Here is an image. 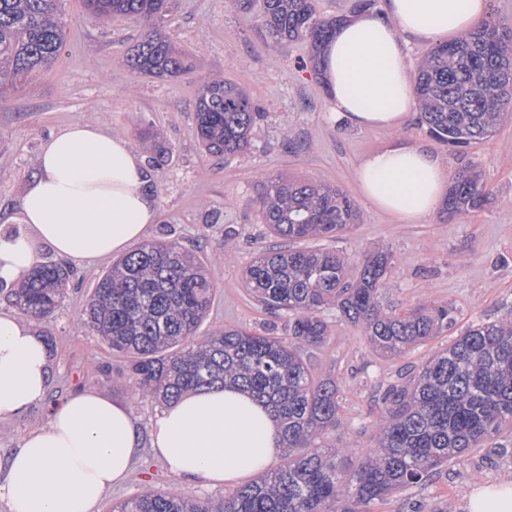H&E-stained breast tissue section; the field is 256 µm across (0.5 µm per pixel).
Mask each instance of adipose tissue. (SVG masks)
Instances as JSON below:
<instances>
[{
    "mask_svg": "<svg viewBox=\"0 0 512 512\" xmlns=\"http://www.w3.org/2000/svg\"><path fill=\"white\" fill-rule=\"evenodd\" d=\"M489 14V0H382L337 25L320 48L334 114L361 130L396 129L416 105L405 63L411 44L450 42ZM448 167L427 147L395 141L356 169L364 198L406 220L432 214ZM143 159L125 138L79 123L43 143L18 199L24 232H0V287L11 288L44 252L79 265L142 239L158 219ZM51 383L49 348L33 324L0 311V421L43 401ZM186 482L235 484L280 453L274 419L233 388L192 391L142 430L127 405L90 388L68 396L47 423L0 458V500L10 512H94L123 481L143 448ZM467 512H512V482L476 484Z\"/></svg>",
    "mask_w": 512,
    "mask_h": 512,
    "instance_id": "1",
    "label": "adipose tissue"
}]
</instances>
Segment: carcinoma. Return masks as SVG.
<instances>
[{
	"label": "carcinoma",
	"mask_w": 512,
	"mask_h": 512,
	"mask_svg": "<svg viewBox=\"0 0 512 512\" xmlns=\"http://www.w3.org/2000/svg\"><path fill=\"white\" fill-rule=\"evenodd\" d=\"M89 17H126L154 29L134 45L126 66L150 76L188 71L187 56L160 29L167 0H85ZM338 19L316 16L312 0H263L261 28L280 42H311L313 65ZM61 0H0V86L48 69L63 46ZM419 125L456 150L494 135L512 108V28L484 21L420 61L414 83ZM263 113L236 85L214 79L196 106L206 152L226 158L245 152ZM487 199L476 173L462 171L448 190L446 215L481 209ZM270 234L291 240L335 238L358 220L340 188L313 181L267 179L259 199ZM239 232L224 228V263L237 258ZM393 255L374 250L355 273L335 250L260 252L246 270L249 294L287 317L285 336L238 326L197 330L214 284L176 241H151L105 273L86 303L87 320L112 354L126 359L136 394L161 405L184 393L235 386L265 404L278 424L288 459L258 480L218 498L192 500L178 488L145 489L112 512H371L504 427H512V315L473 323L435 351L406 382L384 390L372 421L375 445L352 470L341 463L355 444L332 447L325 437L343 424L336 380L311 373L302 349L322 343L336 309L362 329L372 349L392 357L438 336L455 322L454 308L421 303L401 314L385 311L379 291ZM68 272L52 263L33 270L14 294L19 313L47 322L64 297Z\"/></svg>",
	"instance_id": "1"
}]
</instances>
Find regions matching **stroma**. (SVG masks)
<instances>
[{
	"instance_id": "stroma-1",
	"label": "stroma",
	"mask_w": 512,
	"mask_h": 512,
	"mask_svg": "<svg viewBox=\"0 0 512 512\" xmlns=\"http://www.w3.org/2000/svg\"><path fill=\"white\" fill-rule=\"evenodd\" d=\"M61 9L65 40L58 61L22 85L0 89V205L16 204L44 140L71 124L92 122L125 138L150 163L159 219L149 226L146 240L179 241L214 283L216 295L200 333L224 324L284 332L285 318L264 310L243 283L258 249L287 245L271 236L258 216L262 185L278 175L331 183L354 200L357 224L321 245L343 253L352 264L375 247L388 248L393 264L381 290L385 309L404 313L425 300L454 308L453 326L396 358L378 355L360 329L338 320L335 310L324 311L328 335L306 348L304 356L314 374L333 377L341 389L346 425L330 433L328 444L352 440L371 447L370 421L388 384L406 381L466 326L512 314V117L495 136L459 153L429 137L413 115L395 132L360 130L333 119L328 91L310 65L309 43L264 37L262 0L242 5L169 0L165 32L192 68L163 79L124 64L144 37V25L121 17L88 20L83 0H63ZM213 79L235 83L266 114L250 150L226 160L205 152L196 130L197 96ZM146 128L156 131V138L143 136ZM396 138L427 145L447 163L450 176L477 170L488 195L484 208L452 219L439 210L413 222L375 208L360 195L355 170L362 158ZM160 150L170 159L159 165L154 157ZM228 226L240 233L232 264L222 256ZM112 264L106 258L73 267L65 297L44 325L52 357L48 396L22 415L0 421V456L43 426L52 406L83 387L124 402L145 429L160 412V405L132 391L122 363L82 320L87 299ZM476 467L483 469L485 482L512 479V458L497 456L487 446L475 448L449 461L427 485L407 488L374 505L372 512H407L413 502L424 512H436L446 500L454 512H465L472 485L468 473ZM173 485L194 498L231 491L227 484L178 482L147 448L127 479L105 493L96 512H111L113 504L144 488Z\"/></svg>"
}]
</instances>
